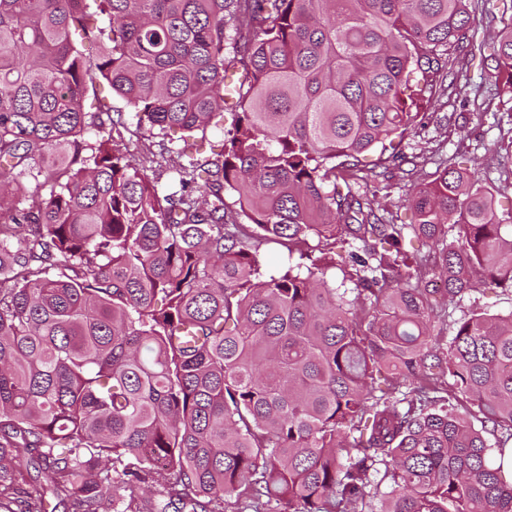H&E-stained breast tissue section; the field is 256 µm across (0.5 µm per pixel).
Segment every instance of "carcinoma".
I'll return each instance as SVG.
<instances>
[{
    "mask_svg": "<svg viewBox=\"0 0 512 512\" xmlns=\"http://www.w3.org/2000/svg\"><path fill=\"white\" fill-rule=\"evenodd\" d=\"M469 20L467 0H0V512L49 493L75 512H512V312L430 333L486 281L512 289V208L445 166L401 223L374 208L388 170L359 160L415 163L402 145ZM485 50L512 101V23ZM100 85L136 129L87 107ZM226 114L203 164L116 144ZM273 244L300 262L267 276Z\"/></svg>",
    "mask_w": 512,
    "mask_h": 512,
    "instance_id": "carcinoma-1",
    "label": "carcinoma"
}]
</instances>
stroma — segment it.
<instances>
[{
	"mask_svg": "<svg viewBox=\"0 0 512 512\" xmlns=\"http://www.w3.org/2000/svg\"><path fill=\"white\" fill-rule=\"evenodd\" d=\"M461 85L467 86V94L458 93ZM424 110L432 118L425 130L409 140L411 152L422 157V165L390 170L392 190L382 205L395 212L404 211L408 190L430 180L434 167L426 159L433 151L446 155L449 162H464L479 181L494 183L502 170L507 142L512 139V101L495 81L492 67L478 57L464 68L454 69L453 80L446 83L444 94L425 104ZM473 310L512 313V291L488 289L448 307L454 319Z\"/></svg>",
	"mask_w": 512,
	"mask_h": 512,
	"instance_id": "obj_1",
	"label": "stroma"
}]
</instances>
